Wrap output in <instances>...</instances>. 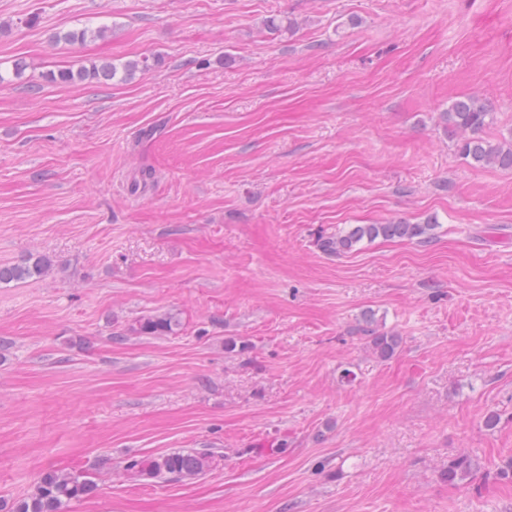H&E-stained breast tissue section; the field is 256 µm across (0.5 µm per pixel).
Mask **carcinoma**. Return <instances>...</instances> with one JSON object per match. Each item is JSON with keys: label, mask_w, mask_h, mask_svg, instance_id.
I'll return each instance as SVG.
<instances>
[{"label": "carcinoma", "mask_w": 512, "mask_h": 512, "mask_svg": "<svg viewBox=\"0 0 512 512\" xmlns=\"http://www.w3.org/2000/svg\"><path fill=\"white\" fill-rule=\"evenodd\" d=\"M108 27L84 28L65 35L70 42H82L89 37H102ZM151 66L150 58L116 64L106 62L93 64L77 72L60 70L59 81L74 85L87 80H126L137 70H147ZM441 121L448 134L456 140L459 155L476 166L492 165L512 169V139L507 142L490 140L484 131L494 122L490 105L474 97L456 99L441 113ZM436 223L406 224L389 222L387 224H356L346 232H339L321 240L320 247L330 254L349 252L364 239L369 241L383 239H418L427 242L432 238ZM50 261L43 257H31L18 265L0 267V283L40 278L50 269ZM179 326L178 321L167 314H154L143 317L138 322L136 332L143 336H166ZM370 345L381 359L392 357L400 347V339L393 334H369ZM210 466V456L203 452L182 451L162 455L150 460H132L127 470L142 476L156 479L193 478L201 475ZM480 468L478 460L469 454H460L448 464L444 473L448 483L455 485L472 477ZM98 484L94 477L83 473L46 472L37 482L34 491L20 500L11 512H67L70 504L91 497Z\"/></svg>", "instance_id": "1"}]
</instances>
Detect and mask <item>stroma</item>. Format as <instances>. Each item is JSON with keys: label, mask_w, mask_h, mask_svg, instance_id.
Wrapping results in <instances>:
<instances>
[{"label": "stroma", "mask_w": 512, "mask_h": 512, "mask_svg": "<svg viewBox=\"0 0 512 512\" xmlns=\"http://www.w3.org/2000/svg\"><path fill=\"white\" fill-rule=\"evenodd\" d=\"M0 71V266L52 264L0 285V512L80 470L70 512H512V169L440 120L512 136V0H0ZM179 450L209 470H125ZM150 58L143 57L140 60L116 64L106 62L100 65L92 64L89 68H81L75 74L70 70H60L57 72L59 81L66 84H77L87 80H113L120 75L121 80L131 77L136 70H147L151 66ZM493 109L474 97L456 99L441 112V121L456 140L459 155L476 166L512 169V139L490 140L484 131L494 122ZM437 224L428 220L426 224H406L404 222H389L387 224H356L348 231L339 232L336 235L321 240L320 247L330 254L349 252L364 239L368 241L377 238L383 239H418L420 242H429L432 238L431 231ZM179 326L178 321L167 314H154L143 317L138 322L136 332L143 336H166ZM368 332H372L369 334L371 348L381 359L391 358L400 347L399 336L380 334L374 330H368ZM479 468L480 464L476 458L469 454H460L449 462L444 477L448 484L455 485L471 478Z\"/></svg>", "instance_id": "obj_1"}]
</instances>
